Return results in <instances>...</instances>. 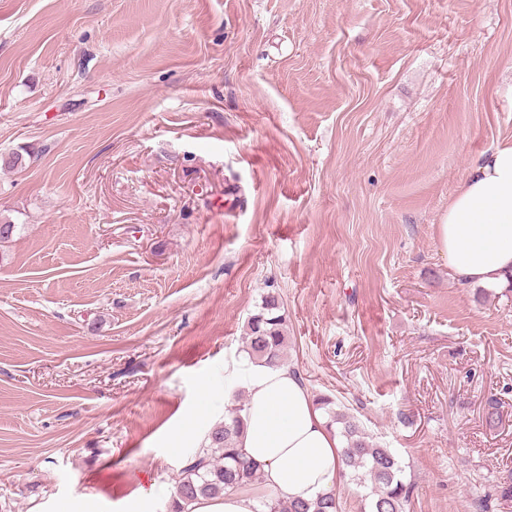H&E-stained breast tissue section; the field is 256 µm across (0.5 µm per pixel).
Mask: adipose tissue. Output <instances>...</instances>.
Returning a JSON list of instances; mask_svg holds the SVG:
<instances>
[{"label": "adipose tissue", "mask_w": 512, "mask_h": 512, "mask_svg": "<svg viewBox=\"0 0 512 512\" xmlns=\"http://www.w3.org/2000/svg\"><path fill=\"white\" fill-rule=\"evenodd\" d=\"M449 279L499 284L512 276V141L481 153L435 228ZM245 388L238 442L259 464L266 489L288 501H315L337 484L343 442L328 427L298 372L257 366Z\"/></svg>", "instance_id": "adipose-tissue-1"}]
</instances>
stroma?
Wrapping results in <instances>:
<instances>
[{
	"label": "stroma",
	"mask_w": 512,
	"mask_h": 512,
	"mask_svg": "<svg viewBox=\"0 0 512 512\" xmlns=\"http://www.w3.org/2000/svg\"><path fill=\"white\" fill-rule=\"evenodd\" d=\"M509 139L512 0H0V512H171L270 292L409 512H512V292L435 238Z\"/></svg>",
	"instance_id": "obj_1"
}]
</instances>
